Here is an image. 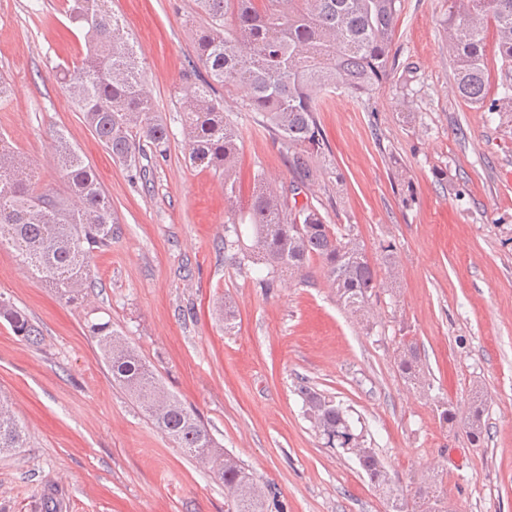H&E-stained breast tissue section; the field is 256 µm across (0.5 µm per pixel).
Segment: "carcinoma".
I'll return each mask as SVG.
<instances>
[{"instance_id": "1", "label": "carcinoma", "mask_w": 512, "mask_h": 512, "mask_svg": "<svg viewBox=\"0 0 512 512\" xmlns=\"http://www.w3.org/2000/svg\"><path fill=\"white\" fill-rule=\"evenodd\" d=\"M403 0H197L208 27L199 36L196 60L206 80L181 98L189 160L224 175V193L236 192L238 134L224 117L215 86L234 91L246 109L260 112L288 153L291 191L298 195L317 179L314 157L325 148L317 124L321 96L343 89L368 96L393 70L391 47ZM234 26L224 25V15ZM70 18L84 30L86 54L57 71L73 104L112 158L143 173L146 150L164 156L170 142L139 68L128 32L112 13V0H74ZM493 25L503 65L512 66V0H448L444 45L453 62L456 88L466 102L486 112L512 109V82L500 84L497 98L486 100L484 32ZM0 139V244L12 245L59 298H83L93 250L112 243V205L93 170L77 151L60 140L54 162L64 174V190L38 191L30 168ZM248 209L224 226V253L239 268H257L258 284L278 288L285 278L304 277L310 261H321L328 286L350 313L363 316L378 287L377 273L363 247L349 233L324 223L308 202L290 205L283 187L267 174L254 173ZM252 229L244 243L240 225ZM0 317L32 341L37 331L13 306L0 301ZM110 365L112 380L185 454L224 484L232 512H271L278 493L261 485L239 460L220 448L198 415L170 393L138 353L112 326L93 323ZM399 367L411 381L420 377L415 347L405 343ZM305 414L332 448L354 456L370 481L390 492L391 480L375 449L355 433L347 410L313 390L298 387ZM24 434L13 412L0 400V454L23 447Z\"/></svg>"}]
</instances>
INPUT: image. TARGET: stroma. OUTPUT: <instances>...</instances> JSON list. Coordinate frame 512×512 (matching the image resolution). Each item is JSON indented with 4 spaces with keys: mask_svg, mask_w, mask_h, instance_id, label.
I'll list each match as a JSON object with an SVG mask.
<instances>
[{
    "mask_svg": "<svg viewBox=\"0 0 512 512\" xmlns=\"http://www.w3.org/2000/svg\"><path fill=\"white\" fill-rule=\"evenodd\" d=\"M67 0H0V133L40 190L63 189L58 141L79 149L117 219L95 251L93 289L60 301L0 246V297L39 331L0 318V399L26 428L0 454V512H228L224 486L187 457L112 382L88 327L110 323L214 440L279 491L283 512H393L358 461L328 447L304 414L300 379L347 409L399 498L418 488L443 512H512V112L463 101L442 47L448 0H403L394 69L371 97L327 92L316 114L327 147L308 197L327 223L353 230L376 268L371 318L307 281L260 288L224 253L232 217L224 180L192 166L180 101L205 26L196 0H112L143 53L146 87L171 127L148 182L130 179L93 135L54 73L85 51ZM416 79L403 85L406 68ZM238 132V205L253 175L283 184L288 156L262 114L225 93ZM393 245L398 277L383 263ZM231 302L224 325L219 307ZM413 343L421 378L398 366ZM481 405V445L468 417ZM455 417L442 421V409Z\"/></svg>",
    "mask_w": 512,
    "mask_h": 512,
    "instance_id": "obj_1",
    "label": "stroma"
}]
</instances>
